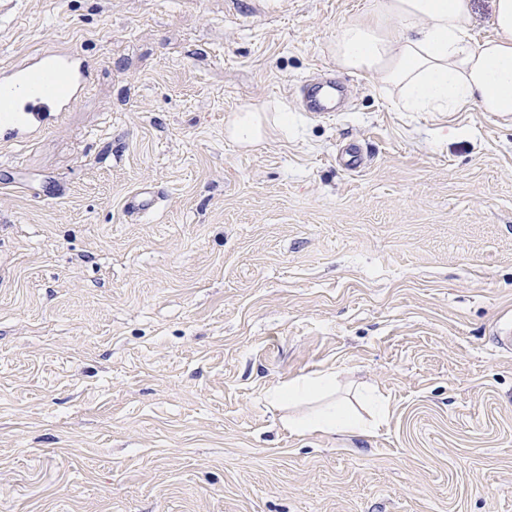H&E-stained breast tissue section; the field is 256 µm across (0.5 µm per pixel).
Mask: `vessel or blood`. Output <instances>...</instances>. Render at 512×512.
<instances>
[{
    "label": "vessel or blood",
    "instance_id": "vessel-or-blood-1",
    "mask_svg": "<svg viewBox=\"0 0 512 512\" xmlns=\"http://www.w3.org/2000/svg\"><path fill=\"white\" fill-rule=\"evenodd\" d=\"M96 68L95 60L58 43L40 48L1 70L0 103L17 118L0 130V142L26 143L48 130L78 102ZM335 94L334 81L308 85L306 111L323 119L332 118L335 110L330 101Z\"/></svg>",
    "mask_w": 512,
    "mask_h": 512
}]
</instances>
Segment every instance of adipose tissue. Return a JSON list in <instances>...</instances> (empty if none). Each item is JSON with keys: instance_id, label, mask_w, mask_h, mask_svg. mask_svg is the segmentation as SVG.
<instances>
[{"instance_id": "ef3b65f1", "label": "adipose tissue", "mask_w": 512, "mask_h": 512, "mask_svg": "<svg viewBox=\"0 0 512 512\" xmlns=\"http://www.w3.org/2000/svg\"><path fill=\"white\" fill-rule=\"evenodd\" d=\"M470 0H371L367 12L343 25L333 41L338 66L370 72L398 89V101L410 112H456L468 105L483 112L512 113V0H494L495 38L471 37ZM287 107L267 119L262 109L241 110L226 125L234 142L254 145L269 126L287 128ZM336 376L320 373L274 388L280 408L312 402L301 414H288L283 425L297 434L366 433L350 407L332 401Z\"/></svg>"}]
</instances>
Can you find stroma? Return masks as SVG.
<instances>
[{
    "instance_id": "stroma-1",
    "label": "stroma",
    "mask_w": 512,
    "mask_h": 512,
    "mask_svg": "<svg viewBox=\"0 0 512 512\" xmlns=\"http://www.w3.org/2000/svg\"><path fill=\"white\" fill-rule=\"evenodd\" d=\"M370 0H21L0 65L98 60L0 145V512H512V117L404 112L337 66ZM335 74V119L300 90ZM295 116L231 143L240 110ZM358 144L351 175L336 163ZM161 190L155 211L127 199ZM332 371L368 434L268 398Z\"/></svg>"
}]
</instances>
